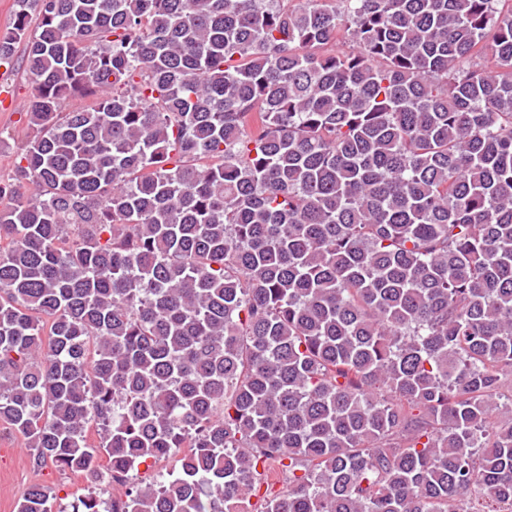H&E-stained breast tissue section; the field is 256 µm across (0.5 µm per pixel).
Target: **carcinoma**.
Wrapping results in <instances>:
<instances>
[{
  "label": "carcinoma",
  "mask_w": 512,
  "mask_h": 512,
  "mask_svg": "<svg viewBox=\"0 0 512 512\" xmlns=\"http://www.w3.org/2000/svg\"><path fill=\"white\" fill-rule=\"evenodd\" d=\"M21 41L0 425L36 466L179 464L124 512L512 500V0H15Z\"/></svg>",
  "instance_id": "cac0c4a2"
}]
</instances>
